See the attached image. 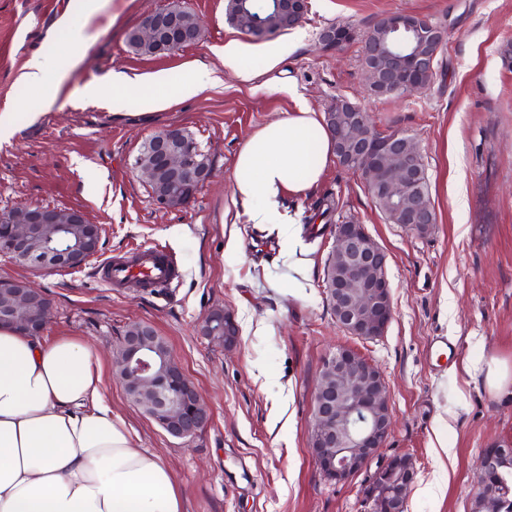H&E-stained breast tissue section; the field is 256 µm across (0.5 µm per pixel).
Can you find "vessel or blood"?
Here are the masks:
<instances>
[{
    "instance_id": "vessel-or-blood-1",
    "label": "vessel or blood",
    "mask_w": 512,
    "mask_h": 512,
    "mask_svg": "<svg viewBox=\"0 0 512 512\" xmlns=\"http://www.w3.org/2000/svg\"><path fill=\"white\" fill-rule=\"evenodd\" d=\"M99 273L101 281L109 287L134 284L160 294L178 278L179 262L174 253L159 247L135 248L127 256L102 263Z\"/></svg>"
}]
</instances>
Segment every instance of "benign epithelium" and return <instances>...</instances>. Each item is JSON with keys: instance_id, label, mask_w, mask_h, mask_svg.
Masks as SVG:
<instances>
[{"instance_id": "benign-epithelium-1", "label": "benign epithelium", "mask_w": 512, "mask_h": 512, "mask_svg": "<svg viewBox=\"0 0 512 512\" xmlns=\"http://www.w3.org/2000/svg\"><path fill=\"white\" fill-rule=\"evenodd\" d=\"M307 8L308 0H276L275 13L280 23L293 28L302 22ZM374 27L378 34L367 32L363 50V60L378 68V83L369 88L370 94H411L431 82L445 43L444 29L411 13L385 15ZM200 34L195 14L163 9L143 16L131 37L153 45L159 54L192 44ZM354 36L348 27L330 25L319 34V43L338 51ZM324 124L345 164L360 172L401 220L428 231L434 214L430 199L405 192L418 169L414 153L402 148L403 135L374 130L363 108L345 97L329 105ZM149 147L154 163H137L135 168L150 185L161 173L170 179L164 193L153 194L161 209H175L176 200L188 205L198 188L214 176L213 167L200 158L203 151L198 143L180 125L161 129L149 140ZM334 238V254L343 264V274L328 282L336 324L360 339L381 337L393 315L387 254L362 224H338ZM101 241V226L89 223L78 210L30 205L0 212V245L39 270H78L99 251ZM6 284L0 281L5 289L0 319L18 321L17 328L26 333L44 334L52 307L47 293L28 283L21 288ZM200 335L230 349L237 343L239 328L230 311L216 307L202 318ZM112 361L127 397L134 402L138 395L149 394L154 404L151 418L170 436L192 438L206 428L209 407L152 325L138 323L137 334L114 349ZM323 374L336 378V390L321 387L315 392L318 405L312 407L309 453L324 476L346 482L386 447L393 424L386 381L373 363L347 346L336 347L326 357ZM511 455L509 445L483 452L477 465L480 489L495 481V473ZM415 475L407 455L384 459L366 485L365 512H401Z\"/></svg>"}]
</instances>
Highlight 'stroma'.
Masks as SVG:
<instances>
[{
    "label": "stroma",
    "instance_id": "35a3bbf8",
    "mask_svg": "<svg viewBox=\"0 0 512 512\" xmlns=\"http://www.w3.org/2000/svg\"><path fill=\"white\" fill-rule=\"evenodd\" d=\"M171 0H112L99 15L83 61L62 90L22 82L36 52L70 50L57 25L74 0H0V211L43 205L81 210L104 227V244L79 270L41 273L0 255V279L20 280L53 300L46 339L73 336L111 355L126 326L147 322L164 336L211 411L196 437L176 439L126 396L114 371L106 396L158 455L184 492V512H363L366 474L326 479L308 452L311 399L325 358L349 346L383 373L393 417L384 455L408 454L416 477L406 512H471L475 470L485 449L512 443V396L490 392L466 366L496 356L512 369V0H308L293 29L275 34L288 53L273 70L243 59L252 80L224 68V45L261 42L226 20L225 0H183L201 21L194 44L139 56L126 33ZM413 12L444 27L442 70L422 91L374 97L361 65L377 19ZM351 27L341 50L318 43L322 28ZM215 76L197 96L152 112L138 102L120 113L82 97L115 72H165L170 86L190 65ZM288 79L297 94L276 90ZM55 98L44 109L47 98ZM346 97L373 126L415 137L436 222L420 233L389 223L360 172L332 164L308 196L286 199L304 249L287 259L281 240L240 220L238 252L224 250L226 216L240 211L232 171L245 139L305 100L316 112ZM178 124L208 153L213 178L185 208L162 210L133 167L142 144ZM364 225L387 254L393 318L374 340L348 335L323 294L335 225ZM166 245L182 276L165 295L115 290L97 278L102 260L133 246ZM229 310L239 326L232 350L199 333L206 312ZM455 346L439 355L433 338Z\"/></svg>",
    "mask_w": 512,
    "mask_h": 512
}]
</instances>
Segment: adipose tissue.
I'll return each instance as SVG.
<instances>
[{
  "mask_svg": "<svg viewBox=\"0 0 512 512\" xmlns=\"http://www.w3.org/2000/svg\"><path fill=\"white\" fill-rule=\"evenodd\" d=\"M71 37L77 52L56 65L32 55L23 81L38 86L51 76L64 84L82 62L86 40L80 31ZM211 81L197 67L174 89L160 72H119L86 87L85 95L94 100L111 91L112 109L120 112L135 90L148 109L161 110L195 97ZM334 158L320 114L303 102L252 132L233 170L249 222L278 227L289 254H296L300 231L282 201L310 192ZM104 364L103 352L83 339L50 342L0 326V512H183L171 471L137 448L107 400Z\"/></svg>",
  "mask_w": 512,
  "mask_h": 512,
  "instance_id": "1",
  "label": "adipose tissue"
}]
</instances>
